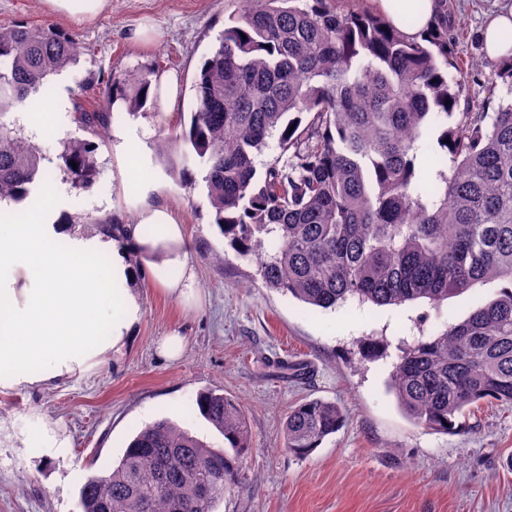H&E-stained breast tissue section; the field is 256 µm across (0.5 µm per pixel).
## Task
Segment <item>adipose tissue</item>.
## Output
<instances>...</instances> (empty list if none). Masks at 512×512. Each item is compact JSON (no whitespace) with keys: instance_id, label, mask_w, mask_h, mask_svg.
Listing matches in <instances>:
<instances>
[{"instance_id":"ef3b65f1","label":"adipose tissue","mask_w":512,"mask_h":512,"mask_svg":"<svg viewBox=\"0 0 512 512\" xmlns=\"http://www.w3.org/2000/svg\"><path fill=\"white\" fill-rule=\"evenodd\" d=\"M369 2L411 38L442 11L441 0ZM482 40L489 59L512 58V7L490 16ZM151 190L139 193L136 222L113 234H77L57 198L43 199L23 223L0 224V393L50 388L121 353L143 316L135 284L193 298L192 243Z\"/></svg>"}]
</instances>
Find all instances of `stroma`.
I'll return each instance as SVG.
<instances>
[{"instance_id": "stroma-1", "label": "stroma", "mask_w": 512, "mask_h": 512, "mask_svg": "<svg viewBox=\"0 0 512 512\" xmlns=\"http://www.w3.org/2000/svg\"><path fill=\"white\" fill-rule=\"evenodd\" d=\"M465 26L452 57L479 61L462 112L494 111L507 96L499 62L481 44L488 16L512 0H453ZM235 0H109L95 21L52 13L45 0H0V25L48 24L71 36L75 66L51 78L39 109L52 113L49 131L34 130L17 112L23 136L37 145L56 195L70 216H136L142 184H157L194 244L200 301L189 308L148 282L138 286L143 317L130 344L92 372L48 390L0 395V512H79L87 477L112 466L145 426L171 418L214 447L223 437L197 408L200 392L238 400L252 452L244 486L225 492L217 512H512V406L483 404L459 416L462 430L442 434L410 420L388 388L403 344L434 336L494 300L502 281L479 283L440 306L425 301L378 307L349 302L322 310L262 286L256 267L240 257L213 223L204 182L188 187L169 168L163 149L195 107L193 82L224 31ZM151 19L160 36L149 45L126 33ZM176 72L181 94L171 111L149 105L137 114L113 109L111 124L147 126L150 161L124 182L111 139L98 140L97 176L75 184L60 153L69 138H86L68 111L54 108L57 86L70 102L99 108L100 88L144 72ZM223 254L214 265L211 253ZM179 332L182 356L168 360L155 344ZM300 364V379L283 377L278 362ZM311 399L341 403L347 421L304 459L281 451L291 406ZM67 438L59 452L41 453L26 437L39 424Z\"/></svg>"}]
</instances>
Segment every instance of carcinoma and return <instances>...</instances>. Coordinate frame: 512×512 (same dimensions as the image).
<instances>
[{
    "mask_svg": "<svg viewBox=\"0 0 512 512\" xmlns=\"http://www.w3.org/2000/svg\"><path fill=\"white\" fill-rule=\"evenodd\" d=\"M339 2L242 0L195 80L174 172L189 182L192 166L202 167L230 245L255 262L265 287L311 307L440 304L507 281L463 321L403 349L390 374L411 420L452 433L468 408L512 405V101L448 126L466 89L448 74L452 3L418 41L378 14L343 13ZM76 63L74 40L53 27H0V202L23 201L42 176V153L13 114ZM148 86L147 73L115 79L106 111L78 103L73 120L103 139L114 102L135 114ZM436 130L451 165L432 181L417 157ZM274 139L280 154L260 178L257 158ZM61 158L83 181L98 173L86 140L64 141ZM197 405L227 447L160 419L88 477L81 512H216L224 492L242 485L251 436L236 400L206 393ZM345 419L334 401L298 404L283 422L282 450L305 458Z\"/></svg>",
    "mask_w": 512,
    "mask_h": 512,
    "instance_id": "obj_1",
    "label": "carcinoma"
}]
</instances>
